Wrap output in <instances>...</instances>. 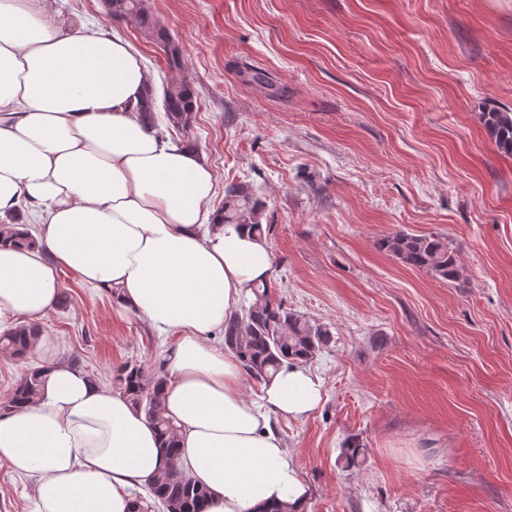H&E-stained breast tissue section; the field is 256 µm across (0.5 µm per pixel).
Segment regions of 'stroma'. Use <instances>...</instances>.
<instances>
[{
    "instance_id": "1",
    "label": "stroma",
    "mask_w": 512,
    "mask_h": 512,
    "mask_svg": "<svg viewBox=\"0 0 512 512\" xmlns=\"http://www.w3.org/2000/svg\"><path fill=\"white\" fill-rule=\"evenodd\" d=\"M179 43L197 112L172 139L224 190L261 198L276 299L330 326L307 369L320 406L277 429L306 512H512V156L481 114L512 108V0H147ZM66 28L114 30L163 86L161 47L101 0H49ZM263 72L268 85L253 82ZM441 233L463 268L438 280L380 251ZM41 329L96 382L175 343L59 276ZM360 438L364 460L338 456ZM33 477L0 465V512H33Z\"/></svg>"
}]
</instances>
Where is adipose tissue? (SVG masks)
<instances>
[{
	"label": "adipose tissue",
	"mask_w": 512,
	"mask_h": 512,
	"mask_svg": "<svg viewBox=\"0 0 512 512\" xmlns=\"http://www.w3.org/2000/svg\"><path fill=\"white\" fill-rule=\"evenodd\" d=\"M150 81L120 34L65 31L48 0H0V222L38 224L36 247L0 243V323L40 324L64 271L118 290L115 316L177 338L164 355L166 411L182 467L210 491L203 512H304L309 487L276 420L306 417L321 382L285 366L247 397L239 362L212 344L269 278L272 254L266 238L208 209V162L138 109ZM32 351L41 395L0 414V462L36 476L34 512H130L164 466L153 427L51 337Z\"/></svg>",
	"instance_id": "obj_1"
}]
</instances>
